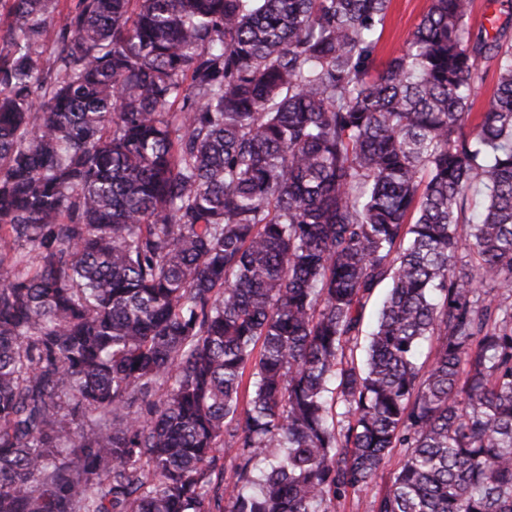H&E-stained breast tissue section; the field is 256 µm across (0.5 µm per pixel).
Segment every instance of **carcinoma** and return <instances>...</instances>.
<instances>
[{"instance_id": "cac0c4a2", "label": "carcinoma", "mask_w": 512, "mask_h": 512, "mask_svg": "<svg viewBox=\"0 0 512 512\" xmlns=\"http://www.w3.org/2000/svg\"><path fill=\"white\" fill-rule=\"evenodd\" d=\"M60 2L0 0V512H337L397 448L367 512H512L509 26L374 73L389 0Z\"/></svg>"}]
</instances>
